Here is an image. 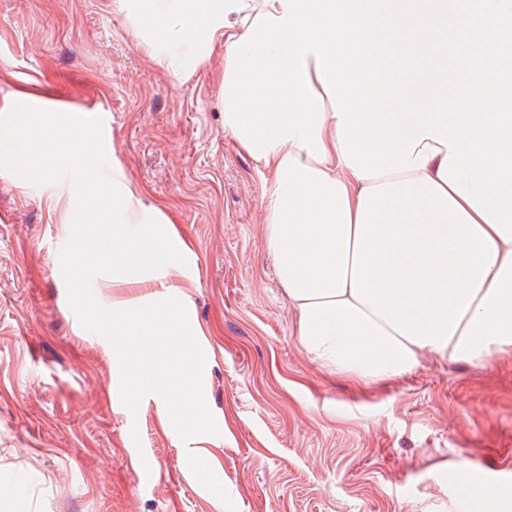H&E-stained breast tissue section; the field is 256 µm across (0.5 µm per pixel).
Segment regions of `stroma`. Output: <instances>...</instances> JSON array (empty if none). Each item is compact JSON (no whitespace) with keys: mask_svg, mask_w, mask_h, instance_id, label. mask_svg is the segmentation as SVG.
<instances>
[{"mask_svg":"<svg viewBox=\"0 0 512 512\" xmlns=\"http://www.w3.org/2000/svg\"><path fill=\"white\" fill-rule=\"evenodd\" d=\"M113 2L0 0V98L25 85L79 108L171 218L190 249L173 284L222 432L171 433L155 395L129 400L119 377L137 339L108 335L84 301L156 286L113 287L90 260L70 287L69 225L47 189L2 171L0 512H460L461 455L512 488V354L426 358L367 385L313 361L267 252L255 164L224 134L223 56L172 83Z\"/></svg>","mask_w":512,"mask_h":512,"instance_id":"35a3bbf8","label":"stroma"}]
</instances>
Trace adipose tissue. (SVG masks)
Masks as SVG:
<instances>
[{"label": "adipose tissue", "instance_id": "ef3b65f1", "mask_svg": "<svg viewBox=\"0 0 512 512\" xmlns=\"http://www.w3.org/2000/svg\"><path fill=\"white\" fill-rule=\"evenodd\" d=\"M128 31L148 57L180 82L228 52L259 13L282 15L279 0H124ZM332 106L324 108V162L289 141L257 161L263 183L266 245L295 311L294 334L314 361L356 382L392 380L427 357L480 365L512 352V241L504 242L438 176L447 148L423 140L426 167L361 179L347 167ZM99 136L48 100L14 93L0 101V165L42 184L60 221L73 225L72 282L82 287L84 258L112 255L113 285L160 287L159 305L101 314L112 335L168 338L138 388L177 399L164 424L211 431L206 393L187 370L195 329L188 301L170 282L184 275L189 249L161 207L123 175L120 153L104 175L91 146ZM99 231L90 236L86 224ZM459 458L467 512H512V491L471 483Z\"/></svg>", "mask_w": 512, "mask_h": 512}]
</instances>
